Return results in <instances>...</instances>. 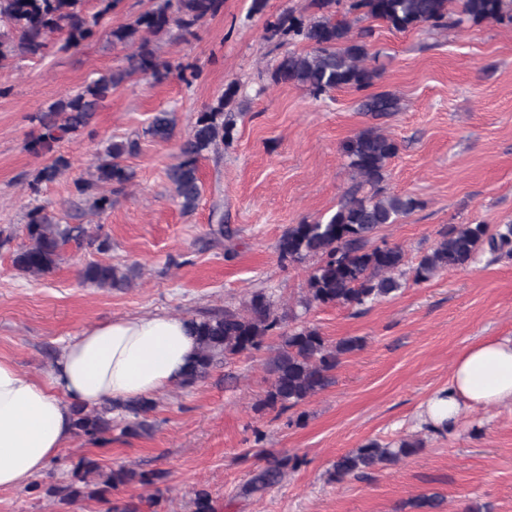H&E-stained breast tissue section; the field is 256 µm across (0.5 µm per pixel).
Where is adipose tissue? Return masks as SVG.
I'll return each mask as SVG.
<instances>
[{"instance_id": "1", "label": "adipose tissue", "mask_w": 512, "mask_h": 512, "mask_svg": "<svg viewBox=\"0 0 512 512\" xmlns=\"http://www.w3.org/2000/svg\"><path fill=\"white\" fill-rule=\"evenodd\" d=\"M195 357L185 319L147 315L85 328L43 379L0 358V490L23 487L47 468L72 435L74 406L153 397L177 385ZM504 404H512V336L484 339L462 352L420 418L445 433L464 408Z\"/></svg>"}]
</instances>
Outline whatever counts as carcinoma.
Masks as SVG:
<instances>
[{"mask_svg":"<svg viewBox=\"0 0 512 512\" xmlns=\"http://www.w3.org/2000/svg\"><path fill=\"white\" fill-rule=\"evenodd\" d=\"M86 0H0V22H8L12 30L0 31V67L18 56L41 57L49 46L51 35L64 37L65 45L78 47L92 39L101 21L112 14L119 0H98L99 9L86 13ZM453 0H354L351 8L384 21L398 32L420 25H439L450 11ZM224 0H155L154 6L134 20L109 29L112 44L131 47L126 64L87 82L37 116L40 134L30 149L49 153L53 146L68 140L88 126L100 104L112 89L136 74L151 76L161 82L180 69V65L161 61L150 36L169 35L186 39L193 28L209 16L217 14ZM316 16L308 23L290 14L280 16L270 25V37L291 35L312 45L305 53L289 52L278 62L275 82L302 87L319 96L334 89L366 90L379 77L376 68L367 64V45L351 34L345 20L335 19L336 0H312ZM461 15L473 21L501 22L512 20V0H460ZM238 92L231 85L204 111L198 113L189 136L179 148L178 162L167 171L174 199L185 213L193 212L200 200L202 182L198 162L210 151L231 139L232 126L224 120V110ZM397 108L396 99L388 93H377L362 103L365 112L381 115ZM173 113H154L145 129L151 137L167 141L173 135ZM139 149L135 138L114 139L104 149V158L87 179L74 182L75 192L96 212L112 207V196L101 191L105 185L120 186L130 182L133 173L122 163L126 155ZM348 168L359 184L369 185L373 192L346 194L334 213L326 218L293 224L282 233L276 244L280 258L294 262L318 259L307 281L304 305H335L359 309L394 295L402 281L413 273L416 281L428 280L439 272L463 268L479 258L493 263L512 256V224L490 230L486 224H459L440 232V239L425 253L417 266L405 269V253L398 245L375 243L379 230L395 224L415 207V199L383 192L386 164L397 146L375 128L360 131L342 145ZM70 166L62 154L38 171L36 182H53ZM82 233L79 227L62 226L45 209L35 207L26 214L28 243L15 252V269L29 276H42L58 264L62 247ZM135 269L99 262L87 264L81 279L97 288L122 289L131 286ZM197 344V355L181 382L191 386L213 368L233 356L263 348L268 350L265 369L270 385L257 408L282 412L304 404L326 389L331 372L341 359L364 346L361 337H345L336 342L304 325H291L279 312L273 296L263 291L251 294L241 309H224L221 315L191 318ZM276 336L280 343L273 347L268 340ZM156 407L150 398L111 401L110 407L98 411L84 407L74 409V430L95 438L112 428L107 413L120 409L133 417L126 430L134 435L149 431L146 415ZM422 448L418 440L401 439L381 443L370 440L360 448L336 458L331 478L363 477L380 466L398 462ZM264 465L258 467L242 486L241 494L261 496L280 483L288 470L297 466L286 454L261 450ZM78 483L52 488L61 503H70L86 493L94 497L119 486H155L164 475L157 471H140L118 465L108 470L93 459H83L74 471Z\"/></svg>","mask_w":512,"mask_h":512,"instance_id":"1","label":"carcinoma"}]
</instances>
